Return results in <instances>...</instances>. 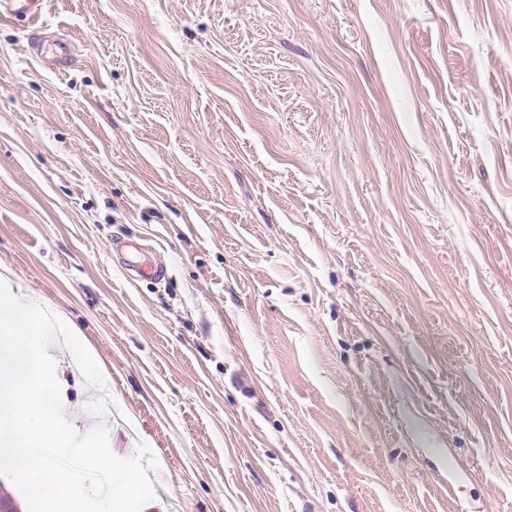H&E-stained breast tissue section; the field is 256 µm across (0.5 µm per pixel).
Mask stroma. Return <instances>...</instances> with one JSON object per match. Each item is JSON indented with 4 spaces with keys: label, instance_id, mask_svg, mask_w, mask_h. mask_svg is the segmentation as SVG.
I'll use <instances>...</instances> for the list:
<instances>
[{
    "label": "stroma",
    "instance_id": "stroma-1",
    "mask_svg": "<svg viewBox=\"0 0 512 512\" xmlns=\"http://www.w3.org/2000/svg\"><path fill=\"white\" fill-rule=\"evenodd\" d=\"M0 273L158 459L142 512H512V0H45Z\"/></svg>",
    "mask_w": 512,
    "mask_h": 512
}]
</instances>
